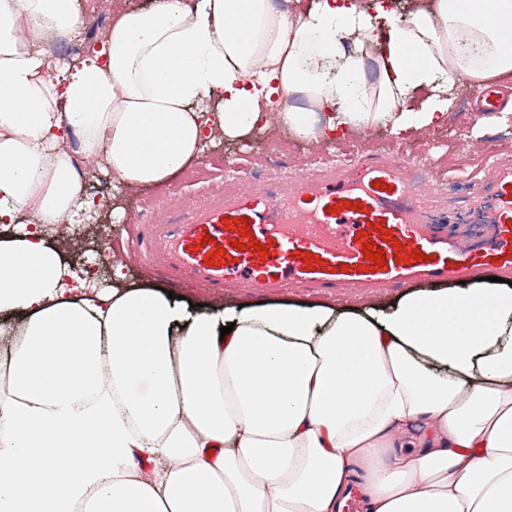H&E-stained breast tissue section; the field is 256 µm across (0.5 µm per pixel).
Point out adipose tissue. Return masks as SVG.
<instances>
[{"mask_svg": "<svg viewBox=\"0 0 512 512\" xmlns=\"http://www.w3.org/2000/svg\"><path fill=\"white\" fill-rule=\"evenodd\" d=\"M80 23L0 0V512H341L356 477L367 512H512V285L198 307L118 263L87 291L49 238L93 207L80 156L166 186L284 97L301 140L439 124L461 77L512 74V0H156L88 54L42 47Z\"/></svg>", "mask_w": 512, "mask_h": 512, "instance_id": "ef3b65f1", "label": "adipose tissue"}]
</instances>
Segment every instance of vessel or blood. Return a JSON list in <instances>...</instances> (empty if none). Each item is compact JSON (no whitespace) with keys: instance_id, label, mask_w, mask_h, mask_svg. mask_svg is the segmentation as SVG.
Masks as SVG:
<instances>
[{"instance_id":"obj_1","label":"vessel or blood","mask_w":512,"mask_h":512,"mask_svg":"<svg viewBox=\"0 0 512 512\" xmlns=\"http://www.w3.org/2000/svg\"><path fill=\"white\" fill-rule=\"evenodd\" d=\"M411 168L401 158L378 155L358 173L298 174L274 193L219 187L204 208L174 210L165 223L137 225L132 255L173 280L190 278L218 295L239 285L361 290L401 287L418 277L511 274L512 164L495 162L482 177L494 204L488 216L491 235L480 245L462 244L433 228V198L409 178ZM233 218L246 219L249 236H234L228 226ZM208 237L212 247L225 252L221 265L206 263ZM397 241L420 250L423 261L396 263ZM260 243L267 255H259ZM369 244L382 248L384 266L366 264L363 249ZM309 253L320 258L311 268L304 262Z\"/></svg>"}]
</instances>
